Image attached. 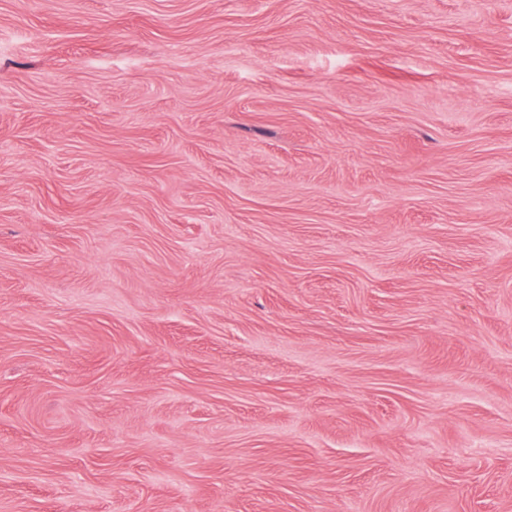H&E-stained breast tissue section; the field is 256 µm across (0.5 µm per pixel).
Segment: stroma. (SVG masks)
Segmentation results:
<instances>
[{
    "mask_svg": "<svg viewBox=\"0 0 512 512\" xmlns=\"http://www.w3.org/2000/svg\"><path fill=\"white\" fill-rule=\"evenodd\" d=\"M0 512H512V0H0Z\"/></svg>",
    "mask_w": 512,
    "mask_h": 512,
    "instance_id": "35a3bbf8",
    "label": "stroma"
}]
</instances>
